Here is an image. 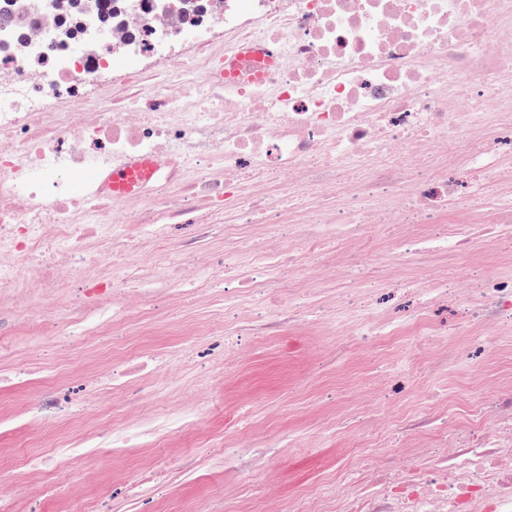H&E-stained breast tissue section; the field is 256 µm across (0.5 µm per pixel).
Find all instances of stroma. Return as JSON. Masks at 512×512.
<instances>
[{
	"label": "stroma",
	"mask_w": 512,
	"mask_h": 512,
	"mask_svg": "<svg viewBox=\"0 0 512 512\" xmlns=\"http://www.w3.org/2000/svg\"><path fill=\"white\" fill-rule=\"evenodd\" d=\"M402 232L398 226L379 234L365 250L338 246L326 273L303 283L313 303L335 308L337 289L347 286L355 295L367 293L370 283L343 277L366 252L375 256L383 286L403 285L408 273L394 255ZM462 262L474 274L512 278V244L476 238ZM237 288L210 280L185 297L154 294L123 335L93 319L71 328L72 342L52 356L41 344L20 345L15 360L25 373L0 387V417L7 422L0 430V473L13 477L19 512H79L102 495L110 497L113 512H132L135 498L153 494L160 495L162 512H202L208 499L219 497L227 512H255L261 503L268 512H289L299 492L342 480L356 449L372 448L381 458L399 443L430 453L436 424L450 406L512 385V334L492 340L484 359L452 365L449 351H464L469 337L447 336L434 348L420 337H400L353 348L338 360L336 335L304 326L288 336L231 337L236 363L223 369L212 358V343L237 317L224 309L225 292ZM189 340L197 358L174 368L156 398L136 403L139 420H167L163 438L113 449L112 432L124 424L117 409L130 394L99 389L95 378L142 351L164 360ZM389 366L410 382L402 394L390 389ZM51 383L85 389L86 395L41 435L26 410ZM246 442L271 445L281 454L257 477L224 481L225 462ZM301 442L317 448V455L298 452ZM50 453L61 460L53 475L35 466ZM160 457L168 466L158 471L154 461Z\"/></svg>",
	"instance_id": "35a3bbf8"
}]
</instances>
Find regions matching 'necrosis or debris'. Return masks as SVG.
<instances>
[{"label":"necrosis or debris","mask_w":512,"mask_h":512,"mask_svg":"<svg viewBox=\"0 0 512 512\" xmlns=\"http://www.w3.org/2000/svg\"><path fill=\"white\" fill-rule=\"evenodd\" d=\"M157 163L132 193L109 177ZM487 207L467 206L482 186ZM223 224L251 262L224 276L264 294L314 277L323 230L369 241L384 224H444L431 247L400 241L397 261L431 278L479 236H512V0H0V311H23L0 359L48 334L39 304L72 280L86 304L127 320L116 293L122 230L161 246L147 277L179 294L178 254ZM292 223L300 244L273 249L256 224ZM476 350L512 322V279L420 289L403 324L370 295L353 319L324 317L346 344L425 336L434 300ZM512 392L449 412L428 463L402 451L355 492L320 486L290 512H512Z\"/></svg>","instance_id":"obj_1"}]
</instances>
